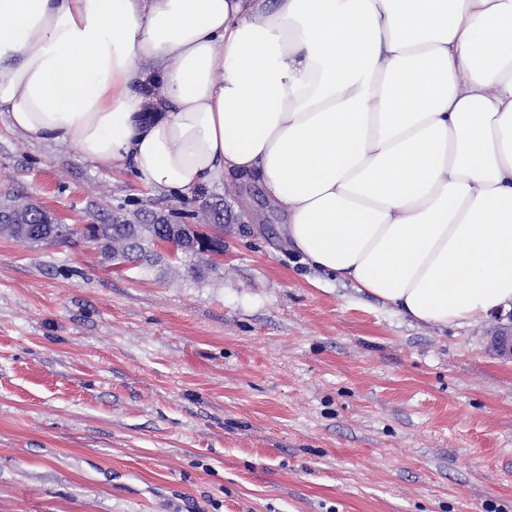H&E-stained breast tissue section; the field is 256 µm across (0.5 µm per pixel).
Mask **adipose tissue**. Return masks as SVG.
Masks as SVG:
<instances>
[{
  "label": "adipose tissue",
  "mask_w": 512,
  "mask_h": 512,
  "mask_svg": "<svg viewBox=\"0 0 512 512\" xmlns=\"http://www.w3.org/2000/svg\"><path fill=\"white\" fill-rule=\"evenodd\" d=\"M0 119L181 196L256 177L411 321L512 308V0H0Z\"/></svg>",
  "instance_id": "1"
}]
</instances>
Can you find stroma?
<instances>
[{"label": "stroma", "mask_w": 512, "mask_h": 512, "mask_svg": "<svg viewBox=\"0 0 512 512\" xmlns=\"http://www.w3.org/2000/svg\"><path fill=\"white\" fill-rule=\"evenodd\" d=\"M66 225L223 204L224 265L0 236V512H512L494 326L402 318L234 173L182 197L0 121V198Z\"/></svg>", "instance_id": "1"}]
</instances>
